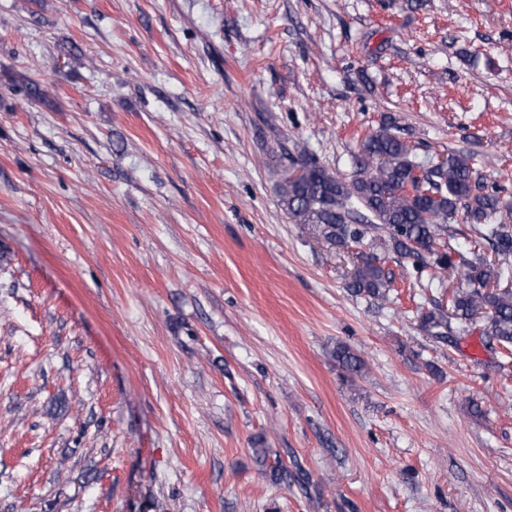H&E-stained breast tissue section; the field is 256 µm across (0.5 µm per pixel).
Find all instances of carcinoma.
I'll return each mask as SVG.
<instances>
[{
  "label": "carcinoma",
  "instance_id": "1",
  "mask_svg": "<svg viewBox=\"0 0 512 512\" xmlns=\"http://www.w3.org/2000/svg\"><path fill=\"white\" fill-rule=\"evenodd\" d=\"M392 129L384 122L367 135L348 180L311 157L291 162L278 183L279 203L288 219L307 226L335 250L349 249L368 231L380 230L384 251L452 273L457 269L454 248L445 235L447 224L461 214L483 238L493 241L499 254L512 255V205L486 189L473 158L451 154L447 162L426 167ZM355 258L347 288L357 296L386 298L391 278L382 266L384 259L374 252H360ZM499 277L495 265L483 258L466 262L464 280L454 293V317L469 320L486 310L484 334L512 346V292L487 291ZM420 321L434 336L448 328V316L440 308L420 311ZM334 357L348 375L364 368V361L346 345H337ZM254 453L272 482L288 483L286 466L278 460L267 464L264 448Z\"/></svg>",
  "mask_w": 512,
  "mask_h": 512
}]
</instances>
